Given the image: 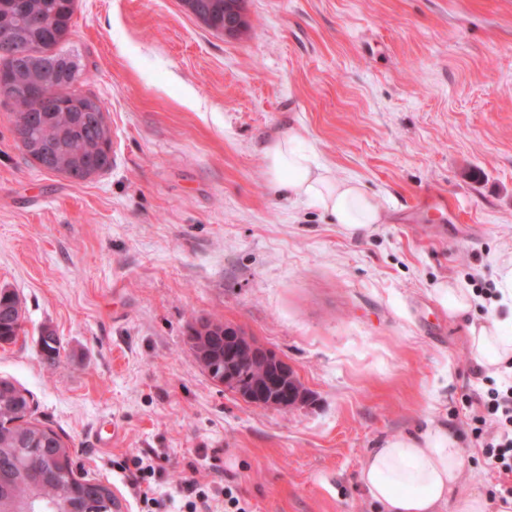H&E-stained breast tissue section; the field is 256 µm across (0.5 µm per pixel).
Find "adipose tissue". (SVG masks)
<instances>
[{
  "label": "adipose tissue",
  "mask_w": 512,
  "mask_h": 512,
  "mask_svg": "<svg viewBox=\"0 0 512 512\" xmlns=\"http://www.w3.org/2000/svg\"><path fill=\"white\" fill-rule=\"evenodd\" d=\"M286 135L264 148L271 185L288 197L313 202L351 236L367 234L385 214L374 196L354 180H339L327 167L314 164ZM470 346L477 362L499 367L512 358V324L490 317L473 328ZM467 459L455 438L441 425L414 435L396 436L372 449L360 479L384 512H485L483 498L462 482Z\"/></svg>",
  "instance_id": "obj_1"
}]
</instances>
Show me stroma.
Listing matches in <instances>:
<instances>
[{
    "mask_svg": "<svg viewBox=\"0 0 512 512\" xmlns=\"http://www.w3.org/2000/svg\"><path fill=\"white\" fill-rule=\"evenodd\" d=\"M244 15L227 37L181 0H77L62 48L112 133L111 168L86 180L29 160L0 98V288L24 310L0 377L122 512L142 505L116 466L149 448L173 494L196 458L198 481L252 512H383L359 483L367 454L436 424L499 512L461 398L481 385L470 325L512 298L459 317L434 290L500 282L512 261V0H244ZM289 131L386 222L352 238L278 194L263 148ZM199 316L284 358L305 402L217 386L185 341Z\"/></svg>",
    "mask_w": 512,
    "mask_h": 512,
    "instance_id": "1",
    "label": "stroma"
}]
</instances>
